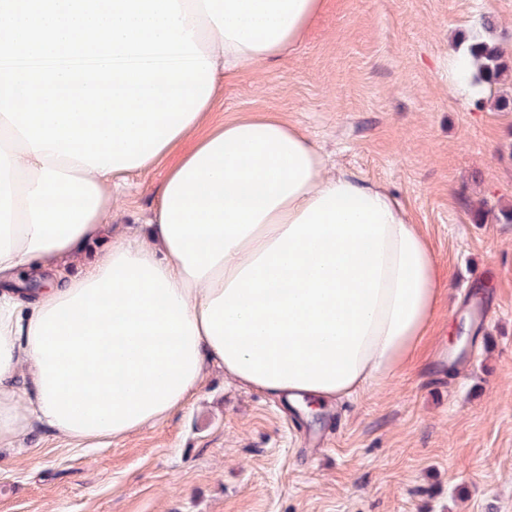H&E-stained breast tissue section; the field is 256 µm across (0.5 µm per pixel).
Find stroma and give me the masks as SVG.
Wrapping results in <instances>:
<instances>
[{"label": "stroma", "instance_id": "stroma-1", "mask_svg": "<svg viewBox=\"0 0 512 512\" xmlns=\"http://www.w3.org/2000/svg\"><path fill=\"white\" fill-rule=\"evenodd\" d=\"M478 40L512 66V0H328L293 52L225 80L214 105L295 126L329 173L384 185L429 237L446 292L409 366L313 414L214 368L191 406L119 440L35 427L0 450V512H512V223L496 217L512 208V83L448 88ZM199 137L113 192L114 238Z\"/></svg>", "mask_w": 512, "mask_h": 512}]
</instances>
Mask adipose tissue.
Returning <instances> with one entry per match:
<instances>
[{
  "mask_svg": "<svg viewBox=\"0 0 512 512\" xmlns=\"http://www.w3.org/2000/svg\"><path fill=\"white\" fill-rule=\"evenodd\" d=\"M215 80L279 60L326 0H181ZM0 114V445L43 424L97 444L182 410L211 366L323 405L395 375L439 304L425 235L384 186L329 177L274 117L212 127L171 170L146 236L112 240L109 171L20 148ZM93 259L77 274L69 260Z\"/></svg>",
  "mask_w": 512,
  "mask_h": 512,
  "instance_id": "adipose-tissue-1",
  "label": "adipose tissue"
}]
</instances>
